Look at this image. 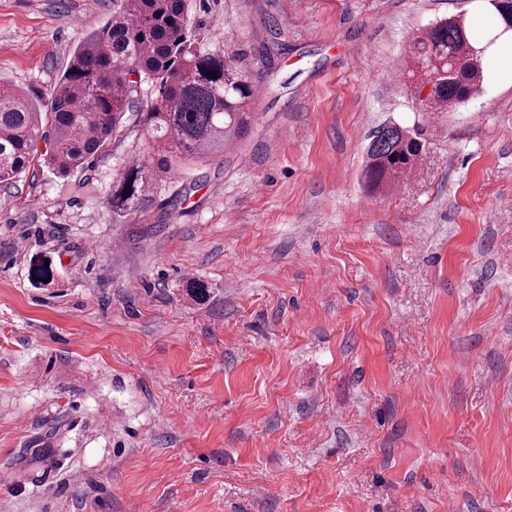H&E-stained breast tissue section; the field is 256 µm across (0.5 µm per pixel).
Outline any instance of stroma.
Instances as JSON below:
<instances>
[{
	"mask_svg": "<svg viewBox=\"0 0 512 512\" xmlns=\"http://www.w3.org/2000/svg\"><path fill=\"white\" fill-rule=\"evenodd\" d=\"M188 3L262 74L245 139L124 218L130 112L0 183V512H512V84L428 112L404 72L478 0ZM111 15L0 0V84L49 99ZM387 123L425 147L371 194Z\"/></svg>",
	"mask_w": 512,
	"mask_h": 512,
	"instance_id": "35a3bbf8",
	"label": "stroma"
}]
</instances>
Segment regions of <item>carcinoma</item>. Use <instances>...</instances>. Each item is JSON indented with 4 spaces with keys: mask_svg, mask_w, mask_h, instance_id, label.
Returning <instances> with one entry per match:
<instances>
[{
    "mask_svg": "<svg viewBox=\"0 0 512 512\" xmlns=\"http://www.w3.org/2000/svg\"><path fill=\"white\" fill-rule=\"evenodd\" d=\"M114 2L109 21L77 45L47 102L0 86V183L41 166L60 177L83 171L134 108L142 158L124 167L108 198L112 213L124 217L151 201L158 178L224 154L245 134L260 77L235 55L204 47L187 0ZM486 50L474 44L462 15L425 28L412 42L415 97L425 110L451 112L477 95ZM143 84L154 87L144 102ZM41 141L50 144L44 155ZM423 148L421 134L381 126L367 148L365 183L384 189L414 167Z\"/></svg>",
    "mask_w": 512,
    "mask_h": 512,
    "instance_id": "carcinoma-1",
    "label": "carcinoma"
}]
</instances>
